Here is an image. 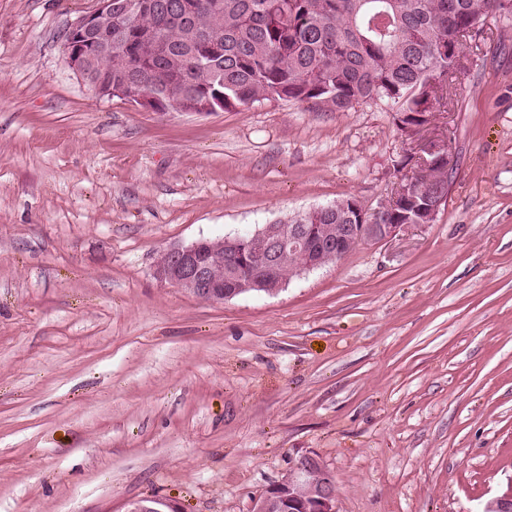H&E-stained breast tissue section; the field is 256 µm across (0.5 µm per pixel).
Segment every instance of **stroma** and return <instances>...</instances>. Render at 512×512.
<instances>
[{
	"label": "stroma",
	"mask_w": 512,
	"mask_h": 512,
	"mask_svg": "<svg viewBox=\"0 0 512 512\" xmlns=\"http://www.w3.org/2000/svg\"><path fill=\"white\" fill-rule=\"evenodd\" d=\"M97 0H0V512H254L318 454L338 512L512 494V20L468 41L428 132L434 224L273 294L158 283L169 248L354 197L410 145L385 106L154 112L62 56Z\"/></svg>",
	"instance_id": "1"
}]
</instances>
